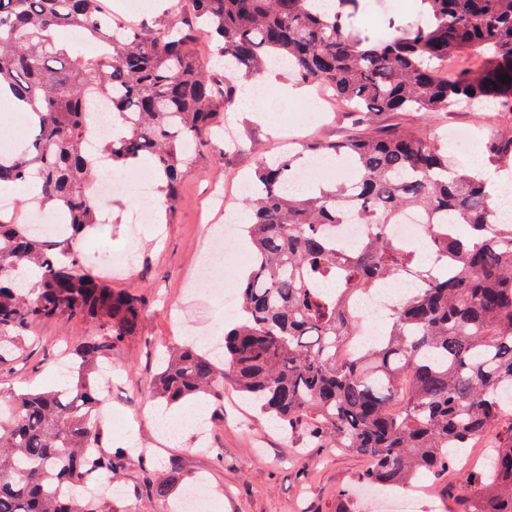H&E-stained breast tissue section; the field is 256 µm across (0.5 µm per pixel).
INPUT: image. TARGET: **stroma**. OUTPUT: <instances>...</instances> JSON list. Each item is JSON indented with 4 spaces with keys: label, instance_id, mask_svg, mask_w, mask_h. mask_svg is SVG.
<instances>
[{
    "label": "stroma",
    "instance_id": "obj_1",
    "mask_svg": "<svg viewBox=\"0 0 512 512\" xmlns=\"http://www.w3.org/2000/svg\"><path fill=\"white\" fill-rule=\"evenodd\" d=\"M284 71L268 73L270 96L264 101L269 118L232 104L224 120L237 127L238 143L229 149L203 150L181 183L179 202L168 223L135 219L134 195L112 198L111 223L92 231L80 242L86 267L111 275V285L140 297L145 313L138 335L130 336L112 351V417L107 420L105 446L127 448L132 460L119 484L128 512H166L167 503L141 495L143 472L139 457H146L156 474L173 472L186 482L204 479L209 512H376L372 505L358 506L353 490L367 467L358 455L331 448H296L232 386L219 398L205 399L207 416L188 423L180 442H172L155 422L161 403L148 385L158 371V360L191 339L223 330L224 309L214 305L184 314L181 303L186 282L201 256L204 225L223 223L214 199V187L223 184L228 209L240 210L241 181L255 164L279 152L289 137L301 141H339L360 133L353 113L342 111L317 88L305 97L286 99L284 88L296 85ZM404 125L434 130L447 136L449 129L470 127L481 141L474 148L449 146V155L463 166H487L486 140L507 134L512 125L494 108L481 112L460 109L425 119L418 114L382 112L374 127L387 130ZM85 319L48 321L27 336L23 349L0 369V390L24 392L50 386L69 349L95 332ZM208 436L207 447H197L199 433ZM461 475L448 472L426 479L427 490L416 512H457Z\"/></svg>",
    "mask_w": 512,
    "mask_h": 512
}]
</instances>
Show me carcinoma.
<instances>
[{
  "instance_id": "carcinoma-1",
  "label": "carcinoma",
  "mask_w": 512,
  "mask_h": 512,
  "mask_svg": "<svg viewBox=\"0 0 512 512\" xmlns=\"http://www.w3.org/2000/svg\"><path fill=\"white\" fill-rule=\"evenodd\" d=\"M191 3L190 22L173 11L159 27L129 29L101 0H0V84L37 124L23 151L0 157V182L35 181L63 226L56 235L0 215V368L43 322L84 318L98 327L75 348L80 362L65 384L0 408V512H119L74 488L98 474L118 477L129 462L103 446L96 371L138 334L144 308L84 267L78 236L99 223L102 156L129 169L150 159L173 214L181 178L199 148L215 144L218 118L233 103L228 76L210 62L254 83L285 60L366 126L379 112L427 118L490 103L512 119V0H418L425 21L389 17L390 36L378 41L354 25L364 0H334L329 13L316 0ZM60 29L81 32L98 52L57 44ZM200 40L206 57L195 49ZM99 103L109 105L120 142L91 151L87 117ZM489 151V162L507 166L512 135ZM302 153L347 164L351 179L296 193L289 183ZM353 197L369 232L357 253L342 256L327 225L342 223ZM243 206L252 251L239 316L220 349L192 341L162 361L154 395L171 405L228 382L301 447L365 458L360 480L382 489L448 471L462 449L494 432L500 441L487 473L468 480L463 512H512V407L499 399L512 392V223L493 222L484 172L459 168L435 134L398 126L260 160ZM406 210L436 225L437 265L424 267L417 250L389 237ZM399 273L419 288L374 342L338 358V346L362 330L345 296ZM141 465V491L167 497L175 476L153 478Z\"/></svg>"
}]
</instances>
